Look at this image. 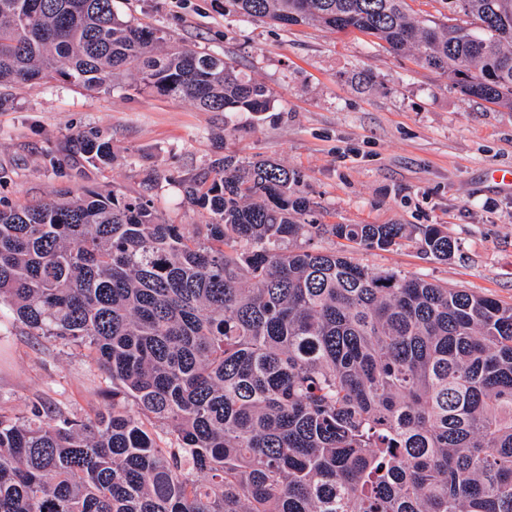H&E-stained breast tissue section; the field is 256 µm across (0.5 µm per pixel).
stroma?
<instances>
[{
    "mask_svg": "<svg viewBox=\"0 0 512 512\" xmlns=\"http://www.w3.org/2000/svg\"><path fill=\"white\" fill-rule=\"evenodd\" d=\"M122 16L165 30L173 44L235 62L272 94L268 112H206L114 88L89 91L64 80L10 88L0 111V198L27 205L68 188L134 194L157 177L155 204L173 224H203L174 181L218 158L271 159L303 173L301 195L326 224H441L456 245L439 261L417 236L388 251L351 250L374 271L422 274L448 288L512 304V111L463 93L454 75L423 67L359 32L288 27L236 16L224 0H114ZM112 141L110 164L84 176L57 174L74 134ZM102 374L82 351L37 342L22 328L0 336V411L35 402L91 415Z\"/></svg>",
    "mask_w": 512,
    "mask_h": 512,
    "instance_id": "1",
    "label": "stroma"
}]
</instances>
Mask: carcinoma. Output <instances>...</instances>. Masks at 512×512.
<instances>
[{
	"instance_id": "obj_1",
	"label": "carcinoma",
	"mask_w": 512,
	"mask_h": 512,
	"mask_svg": "<svg viewBox=\"0 0 512 512\" xmlns=\"http://www.w3.org/2000/svg\"><path fill=\"white\" fill-rule=\"evenodd\" d=\"M245 18L359 31L512 111V0H230ZM131 80L206 112H267L232 62L170 45L113 0H0V87ZM74 155L112 161L96 131ZM298 172L224 156L181 180L204 224L149 191L0 199V315L82 348L92 416L0 413V512H512V305L311 247L388 251L440 224H321ZM411 12L422 19H438L448 12V0H407Z\"/></svg>"
}]
</instances>
